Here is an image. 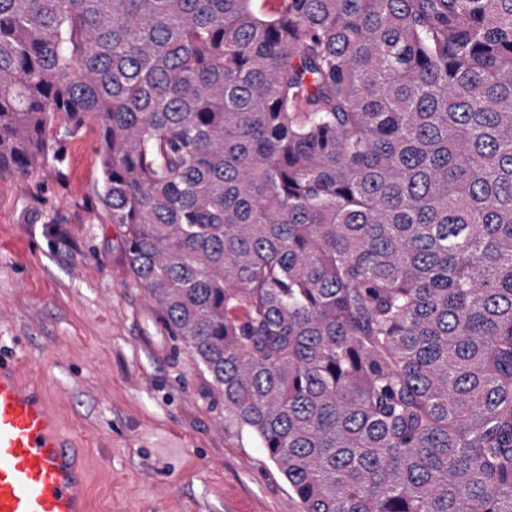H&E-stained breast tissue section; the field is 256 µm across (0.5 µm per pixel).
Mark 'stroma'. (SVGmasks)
Listing matches in <instances>:
<instances>
[{"label": "stroma", "mask_w": 512, "mask_h": 512, "mask_svg": "<svg viewBox=\"0 0 512 512\" xmlns=\"http://www.w3.org/2000/svg\"><path fill=\"white\" fill-rule=\"evenodd\" d=\"M96 146L88 130L66 140L62 175L0 176V347L23 338L20 358L81 435L91 512H299L209 374L156 331L97 200Z\"/></svg>", "instance_id": "1"}]
</instances>
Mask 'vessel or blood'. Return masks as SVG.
Here are the masks:
<instances>
[{
  "label": "vessel or blood",
  "mask_w": 512,
  "mask_h": 512,
  "mask_svg": "<svg viewBox=\"0 0 512 512\" xmlns=\"http://www.w3.org/2000/svg\"><path fill=\"white\" fill-rule=\"evenodd\" d=\"M82 455L38 381L0 359V512H89Z\"/></svg>",
  "instance_id": "vessel-or-blood-1"
}]
</instances>
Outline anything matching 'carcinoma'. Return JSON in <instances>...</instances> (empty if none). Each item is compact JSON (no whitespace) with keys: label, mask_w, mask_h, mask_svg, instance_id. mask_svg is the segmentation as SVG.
Listing matches in <instances>:
<instances>
[{"label":"carcinoma","mask_w":512,"mask_h":512,"mask_svg":"<svg viewBox=\"0 0 512 512\" xmlns=\"http://www.w3.org/2000/svg\"><path fill=\"white\" fill-rule=\"evenodd\" d=\"M0 0V174L101 189L300 512H512V0Z\"/></svg>","instance_id":"obj_1"}]
</instances>
